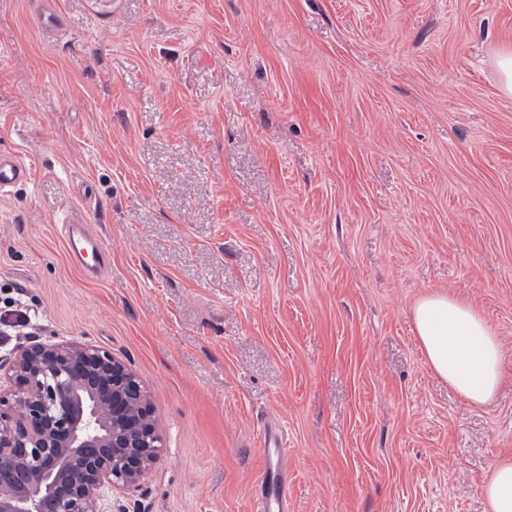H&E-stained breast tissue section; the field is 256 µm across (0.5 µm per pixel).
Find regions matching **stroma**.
Here are the masks:
<instances>
[{
  "mask_svg": "<svg viewBox=\"0 0 512 512\" xmlns=\"http://www.w3.org/2000/svg\"><path fill=\"white\" fill-rule=\"evenodd\" d=\"M53 10L65 33L37 18ZM512 0H0V289L108 349L163 454L104 512H485L512 457ZM91 184L110 268L61 225ZM433 292L503 350L492 402L430 369ZM31 172L17 155L0 153V190L30 179ZM255 512H288V483L285 474L280 471H268L261 480L255 505Z\"/></svg>",
  "mask_w": 512,
  "mask_h": 512,
  "instance_id": "obj_1",
  "label": "stroma"
}]
</instances>
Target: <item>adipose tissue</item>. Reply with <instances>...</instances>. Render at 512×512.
Instances as JSON below:
<instances>
[{
  "instance_id": "adipose-tissue-1",
  "label": "adipose tissue",
  "mask_w": 512,
  "mask_h": 512,
  "mask_svg": "<svg viewBox=\"0 0 512 512\" xmlns=\"http://www.w3.org/2000/svg\"><path fill=\"white\" fill-rule=\"evenodd\" d=\"M413 321L434 373L471 404L489 403L501 382L503 352L483 316L463 300L432 293L415 304ZM480 491L487 512H512V458L494 463Z\"/></svg>"
}]
</instances>
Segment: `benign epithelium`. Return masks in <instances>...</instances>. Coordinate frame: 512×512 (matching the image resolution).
<instances>
[{
    "mask_svg": "<svg viewBox=\"0 0 512 512\" xmlns=\"http://www.w3.org/2000/svg\"><path fill=\"white\" fill-rule=\"evenodd\" d=\"M163 448L148 392L110 351L34 341L0 360V512H102Z\"/></svg>",
    "mask_w": 512,
    "mask_h": 512,
    "instance_id": "1",
    "label": "benign epithelium"
}]
</instances>
